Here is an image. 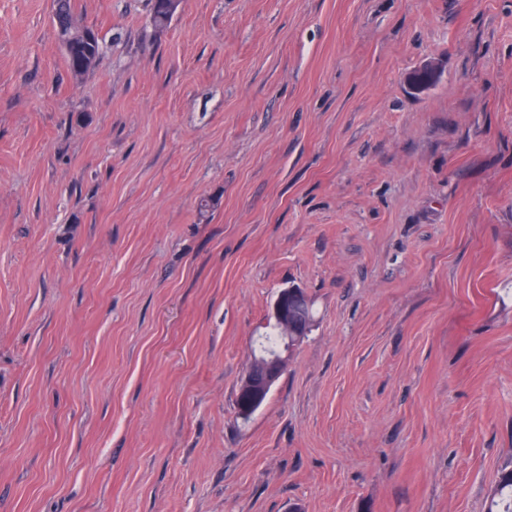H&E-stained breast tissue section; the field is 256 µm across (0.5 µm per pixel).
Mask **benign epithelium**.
I'll return each mask as SVG.
<instances>
[{
    "label": "benign epithelium",
    "instance_id": "obj_1",
    "mask_svg": "<svg viewBox=\"0 0 512 512\" xmlns=\"http://www.w3.org/2000/svg\"><path fill=\"white\" fill-rule=\"evenodd\" d=\"M437 75L434 63L425 64L411 79V88L422 92L428 89ZM307 301V294L298 287L280 290L274 299L268 318L285 339L281 350L275 353L253 351L240 380L238 388V414L246 420L267 400L272 388L288 367L291 351L309 334L311 325H298L293 317V308Z\"/></svg>",
    "mask_w": 512,
    "mask_h": 512
}]
</instances>
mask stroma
<instances>
[{"label":"stroma","mask_w":512,"mask_h":512,"mask_svg":"<svg viewBox=\"0 0 512 512\" xmlns=\"http://www.w3.org/2000/svg\"><path fill=\"white\" fill-rule=\"evenodd\" d=\"M75 11L79 79L52 0H0V512H488L512 0ZM289 286L314 327L241 419ZM72 0H53V22L60 39L68 67L74 77H82L93 70L101 56L99 34L83 25L74 14Z\"/></svg>","instance_id":"obj_1"}]
</instances>
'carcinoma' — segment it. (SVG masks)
<instances>
[{"mask_svg": "<svg viewBox=\"0 0 512 512\" xmlns=\"http://www.w3.org/2000/svg\"><path fill=\"white\" fill-rule=\"evenodd\" d=\"M173 13L168 0H151L150 22L154 27H166ZM53 22L71 73L82 77L93 70L101 56V39L74 14L72 0H53ZM491 496L489 512H512V469L501 473Z\"/></svg>", "mask_w": 512, "mask_h": 512, "instance_id": "obj_1", "label": "carcinoma"}]
</instances>
